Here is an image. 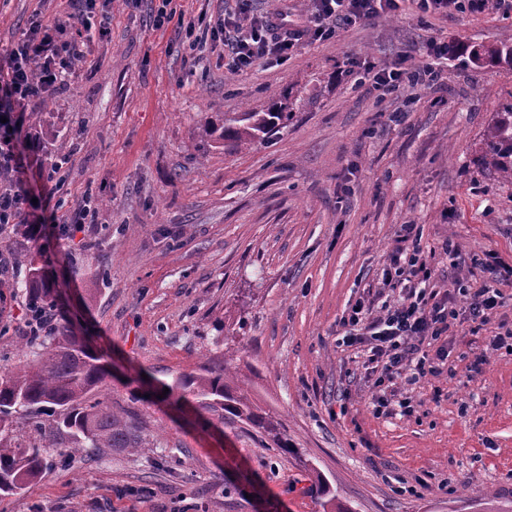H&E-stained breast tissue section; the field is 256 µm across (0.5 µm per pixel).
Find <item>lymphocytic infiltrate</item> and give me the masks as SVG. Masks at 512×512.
<instances>
[{
	"label": "lymphocytic infiltrate",
	"instance_id": "f902f5d3",
	"mask_svg": "<svg viewBox=\"0 0 512 512\" xmlns=\"http://www.w3.org/2000/svg\"><path fill=\"white\" fill-rule=\"evenodd\" d=\"M302 25L288 21L285 7L229 19L218 16L206 22L204 31L212 39L223 40L231 62V70L239 72L252 68L268 58L288 59L302 45L303 39L325 41L336 33L354 27L357 22L399 10L401 0H310ZM77 10L65 20L33 22L8 55L7 65H0V169L11 168L14 161V139L18 112L28 102L51 90L70 69L75 52L62 43L65 31L87 26L97 0H75ZM448 59V43L431 40L427 58L421 65L410 62L401 54L388 65H364L366 76L377 87L394 92L407 84L417 85L438 79L441 66ZM414 227H402V244L393 252L382 271L386 284L398 289L392 304L386 305L383 315L369 318L366 311L353 310L343 319L345 328L341 339L348 347H365L368 363L379 368L378 383L399 378L415 380L436 373L433 358H444V349L435 357L423 352L424 343L438 340L450 327L456 313L449 309L447 297L430 290L431 271L418 244L413 243ZM483 272L491 275L492 285H473L467 278L455 279L454 290L468 296V313L472 322L488 324L500 305L497 284L512 283V261L499 253H487L481 262Z\"/></svg>",
	"mask_w": 512,
	"mask_h": 512
}]
</instances>
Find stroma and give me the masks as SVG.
Listing matches in <instances>:
<instances>
[{
  "label": "stroma",
  "mask_w": 512,
  "mask_h": 512,
  "mask_svg": "<svg viewBox=\"0 0 512 512\" xmlns=\"http://www.w3.org/2000/svg\"><path fill=\"white\" fill-rule=\"evenodd\" d=\"M175 17L155 27L158 8ZM241 0H98L108 21L67 32L70 75L29 102L16 174L38 206V237L0 230V366L25 359L27 260L54 295L53 327L88 337L109 366L112 407L150 446L102 449L48 468L0 512H322L310 469L352 512H474L512 500V354L489 336L512 325V286L489 324L457 318L442 371L375 387L363 353L339 346L356 302L396 299L382 282L413 225L431 286L512 256V185L478 168L483 134L512 96V67L463 69L392 94L363 61L424 59L430 39L512 45V13L367 19L285 61L233 72L221 42L197 51L184 20L240 12ZM70 0H0V51ZM287 99L293 118L247 149L198 131L219 113ZM401 121H390L391 113ZM94 211L73 237L86 200ZM481 370H471L476 356ZM232 360L240 388L282 418L294 451L203 409L178 377ZM167 398H158L162 386ZM390 412L375 414L374 395Z\"/></svg>",
  "instance_id": "35a3bbf8"
}]
</instances>
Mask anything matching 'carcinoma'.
I'll use <instances>...</instances> for the list:
<instances>
[{
	"label": "carcinoma",
	"instance_id": "obj_1",
	"mask_svg": "<svg viewBox=\"0 0 512 512\" xmlns=\"http://www.w3.org/2000/svg\"><path fill=\"white\" fill-rule=\"evenodd\" d=\"M291 117L290 106L261 112H238L223 118L222 127L209 125L202 136L223 138L238 147L264 140ZM484 170L512 183V98L501 103L480 147ZM28 305H47L53 289L41 268L29 263L25 281ZM33 358L0 372V496H19L52 465L47 449L60 448V462L79 451L101 448L138 452L149 441L125 410L112 408L102 393L107 372L100 356L72 331L30 335ZM177 384L192 390L203 408L231 416L254 428L278 448H290L281 419L258 411L240 391L236 375L224 361L199 375L182 376ZM52 418L49 427L35 426L37 438L25 447L6 441L33 415Z\"/></svg>",
	"mask_w": 512,
	"mask_h": 512
}]
</instances>
